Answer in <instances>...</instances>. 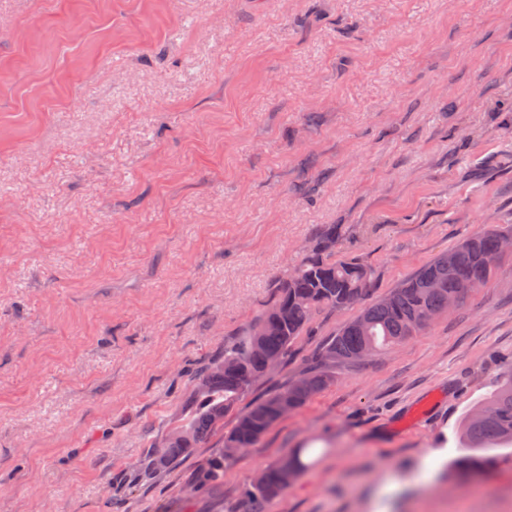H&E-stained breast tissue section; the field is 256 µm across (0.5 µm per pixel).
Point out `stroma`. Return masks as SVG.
<instances>
[{
    "instance_id": "obj_1",
    "label": "stroma",
    "mask_w": 512,
    "mask_h": 512,
    "mask_svg": "<svg viewBox=\"0 0 512 512\" xmlns=\"http://www.w3.org/2000/svg\"><path fill=\"white\" fill-rule=\"evenodd\" d=\"M512 226V0H0V512H512L459 423L512 366V255L224 468L148 463L303 250L387 293ZM356 314L323 311L259 398ZM304 467L299 451L286 454L265 468L246 490L250 512H266L267 505L299 477Z\"/></svg>"
}]
</instances>
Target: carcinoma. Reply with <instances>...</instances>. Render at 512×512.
I'll list each match as a JSON object with an SVG mask.
<instances>
[{"instance_id":"cac0c4a2","label":"carcinoma","mask_w":512,"mask_h":512,"mask_svg":"<svg viewBox=\"0 0 512 512\" xmlns=\"http://www.w3.org/2000/svg\"><path fill=\"white\" fill-rule=\"evenodd\" d=\"M506 236L512 237V231L486 226L368 304L371 269L333 258L325 243L336 239V227L327 228L294 271L277 283L274 299L255 317L263 322V331L257 334L254 324H249L236 342L224 347L221 358L202 369L195 405L156 450L155 464L170 468L199 447L224 423L226 411L286 362L288 351L317 312L359 307L358 314L324 344L313 367L238 416L223 445L204 466L205 479L221 480L224 462L256 445L279 421L330 385L336 365L363 361L361 353L366 349L375 355L404 343L425 330L432 317L447 312L450 299L460 300L467 291L486 284L506 255L502 249ZM460 433L468 451L460 461L461 475L468 482L486 481L497 463L488 451L512 441V367L500 376L494 392L466 415ZM304 467L301 453L294 452L265 468L246 490L250 512H267V505Z\"/></svg>"}]
</instances>
